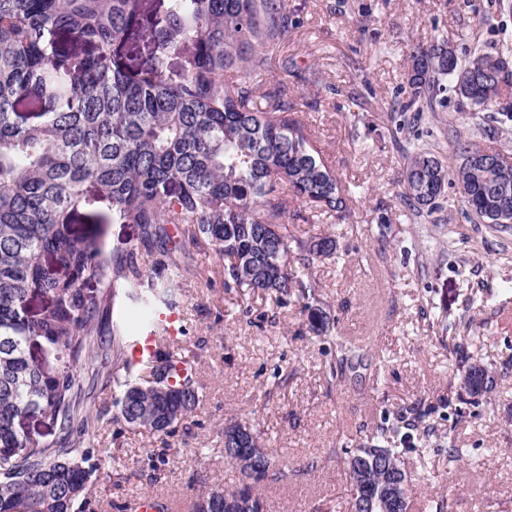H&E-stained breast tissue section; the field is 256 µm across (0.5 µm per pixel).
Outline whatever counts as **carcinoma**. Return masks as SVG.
<instances>
[{"label":"carcinoma","instance_id":"cac0c4a2","mask_svg":"<svg viewBox=\"0 0 512 512\" xmlns=\"http://www.w3.org/2000/svg\"><path fill=\"white\" fill-rule=\"evenodd\" d=\"M167 2L158 16L143 0H0V512L81 508L97 471L84 466L81 448L101 416L86 411L71 367L112 381L118 416L158 437L197 408L200 386L190 369L175 377L172 354H155L149 377L137 378L103 336L121 296L140 308L151 334L162 332L160 316L177 306L204 245L228 260L224 287L304 300L310 331L336 344L329 379L342 383L362 364L309 279L315 261L336 259V240H299L286 219L290 196L336 224L350 215L349 190L312 144L288 87L260 79L263 49L298 20L287 0ZM141 37L151 56L135 68L123 48ZM449 78L473 111L512 121V62L477 52L462 64L445 39L410 52L402 111L445 107ZM259 96L267 109L256 106ZM26 101L39 112L17 111ZM480 151L477 141L460 142L450 166L412 145L402 193L409 210L435 209L450 185L482 224L489 209L512 215V181L474 165ZM96 202L106 210L89 211ZM111 222L138 234L109 259L102 239ZM36 296L47 304L30 316ZM449 340L465 385L448 393V409L461 418L463 396L489 403L502 378ZM34 341L59 362L54 373L28 356ZM27 415L58 427L57 438L25 434ZM235 427L259 448L239 489L263 505L255 488L279 469L257 431ZM414 428L399 410L363 446L338 449L352 487L344 512H355L361 493L359 453L370 472L381 462L399 467L407 485L429 472L438 449L425 435L413 470L403 460Z\"/></svg>","mask_w":512,"mask_h":512}]
</instances>
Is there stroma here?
I'll use <instances>...</instances> for the list:
<instances>
[{
  "instance_id": "1",
  "label": "stroma",
  "mask_w": 512,
  "mask_h": 512,
  "mask_svg": "<svg viewBox=\"0 0 512 512\" xmlns=\"http://www.w3.org/2000/svg\"><path fill=\"white\" fill-rule=\"evenodd\" d=\"M301 21L266 52L265 76L286 81L294 109L309 122L328 164L349 186L347 223L334 224L304 202H288L299 239L334 235L338 257L315 263L317 298L336 333L359 344L364 365L341 384L326 378V345L307 327L303 303L224 286L225 260L211 248L194 257L178 295L175 356L202 387L196 410L157 437L118 418L111 383L87 402L102 419L86 449L100 464L85 512H127L151 495L192 512L210 488L234 489L239 471L224 457V424L260 429L280 474L259 488L271 512H343L351 496L341 449L365 443L372 424L416 408L418 432L440 452L414 481L411 512L447 492L450 512H512V374L492 404L448 416L459 383L447 337L494 369L512 362V224L470 221L455 188L437 209L413 215L400 180L406 139L430 143L453 160L457 141L477 139L512 158V122L480 138L485 113L454 89L445 110L414 116L404 130L389 115L406 102L409 51L447 39L460 58L487 51L512 60V0H287ZM465 448L449 462V441Z\"/></svg>"
}]
</instances>
